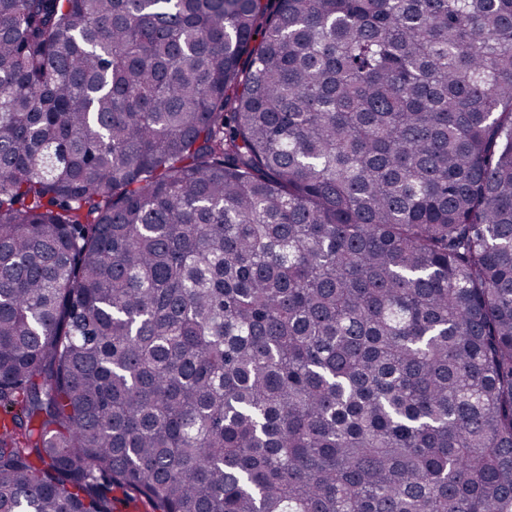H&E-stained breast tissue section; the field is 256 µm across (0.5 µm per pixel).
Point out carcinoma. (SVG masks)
<instances>
[{
  "label": "carcinoma",
  "mask_w": 512,
  "mask_h": 512,
  "mask_svg": "<svg viewBox=\"0 0 512 512\" xmlns=\"http://www.w3.org/2000/svg\"><path fill=\"white\" fill-rule=\"evenodd\" d=\"M0 411V512H512V0H0Z\"/></svg>",
  "instance_id": "carcinoma-1"
}]
</instances>
